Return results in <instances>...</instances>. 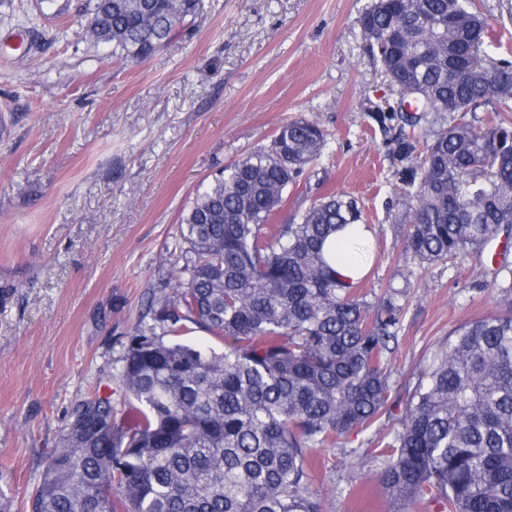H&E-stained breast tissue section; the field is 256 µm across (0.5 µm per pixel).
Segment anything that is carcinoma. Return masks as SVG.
I'll use <instances>...</instances> for the list:
<instances>
[{
	"label": "carcinoma",
	"mask_w": 512,
	"mask_h": 512,
	"mask_svg": "<svg viewBox=\"0 0 512 512\" xmlns=\"http://www.w3.org/2000/svg\"><path fill=\"white\" fill-rule=\"evenodd\" d=\"M200 8L86 0V35L140 61ZM359 22L390 81L417 91L409 105L448 116L424 141L394 139L417 201L407 248L428 263L481 253L512 230V60L483 58L490 18L476 0H373ZM397 116L421 121L401 108L373 120ZM326 141L319 123L294 119L198 189L177 283L127 336L123 409L97 389L72 405L29 512H323L312 456L389 409L401 321L390 298L369 315L323 255L337 229L361 223L352 198L327 194L273 223ZM501 293L507 311L456 329L400 427L375 441L404 512H512V286ZM189 323L224 352L183 342Z\"/></svg>",
	"instance_id": "obj_1"
}]
</instances>
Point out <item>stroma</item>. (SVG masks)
I'll use <instances>...</instances> for the list:
<instances>
[{
	"mask_svg": "<svg viewBox=\"0 0 512 512\" xmlns=\"http://www.w3.org/2000/svg\"><path fill=\"white\" fill-rule=\"evenodd\" d=\"M370 2L202 0L176 43L127 62L83 38L86 0H0V491L12 512H26L71 405L109 383L152 297L171 292L197 190L291 120L317 121L328 140L277 223L296 198L352 197L371 232L362 292L371 310L389 292L403 307L393 401L373 432L398 428L455 329L501 311L475 254L427 264L406 248L416 201L371 118L401 93L367 48ZM483 3L497 59L512 0ZM369 435L318 451L324 512H399Z\"/></svg>",
	"mask_w": 512,
	"mask_h": 512,
	"instance_id": "1",
	"label": "stroma"
}]
</instances>
